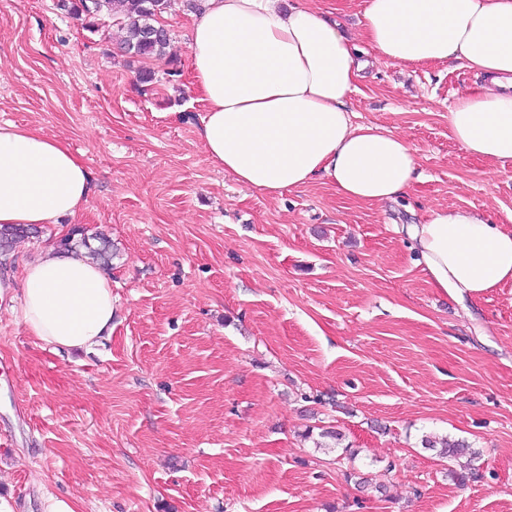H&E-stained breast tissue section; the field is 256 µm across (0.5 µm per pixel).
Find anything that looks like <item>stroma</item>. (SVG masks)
I'll list each match as a JSON object with an SVG mask.
<instances>
[{
    "instance_id": "stroma-1",
    "label": "stroma",
    "mask_w": 512,
    "mask_h": 512,
    "mask_svg": "<svg viewBox=\"0 0 512 512\" xmlns=\"http://www.w3.org/2000/svg\"><path fill=\"white\" fill-rule=\"evenodd\" d=\"M185 2L159 18L168 62L123 56L109 18L88 30L57 0H0V123L64 141L93 177L82 214L17 241L10 270L78 228L118 252L112 334L91 350L30 336L0 301V512H512V284L447 294L404 232L438 208L512 222V167L448 127L482 77L376 61L351 119L413 146L407 196L368 205L319 180L274 200L197 135ZM429 432L478 449L480 478L452 481Z\"/></svg>"
}]
</instances>
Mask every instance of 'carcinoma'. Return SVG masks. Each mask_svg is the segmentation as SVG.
I'll use <instances>...</instances> for the list:
<instances>
[{
  "instance_id": "obj_1",
  "label": "carcinoma",
  "mask_w": 512,
  "mask_h": 512,
  "mask_svg": "<svg viewBox=\"0 0 512 512\" xmlns=\"http://www.w3.org/2000/svg\"><path fill=\"white\" fill-rule=\"evenodd\" d=\"M58 7L76 18H96L107 15L120 20V26L126 31V38L121 45L122 51L131 57L170 59L173 57L172 37L168 32L156 38L149 34L153 28L160 26L158 16L166 8V0H59ZM30 234L25 226L0 227V255L7 256L12 251L15 241ZM99 246L93 248L89 238L79 241L69 238V247L84 246L90 249V256L103 265H109L113 259L112 243L104 237L97 238ZM424 449L436 450L443 457L462 459L461 471L449 470V475L460 484L478 478L475 462L480 452L467 441L438 437L425 434L421 437Z\"/></svg>"
}]
</instances>
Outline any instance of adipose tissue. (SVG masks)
<instances>
[{"mask_svg":"<svg viewBox=\"0 0 512 512\" xmlns=\"http://www.w3.org/2000/svg\"><path fill=\"white\" fill-rule=\"evenodd\" d=\"M361 40L346 37L311 0H204L188 48L206 105L197 133L212 163L270 198L327 180L343 197L393 201L409 190L414 148L354 124L348 100L378 60L460 61L485 85L448 113L467 153L512 166V0H365ZM92 175L63 141L0 125V226L58 223L85 210ZM433 287L479 297L512 283V229L467 211L438 209L409 228ZM27 331L80 349L112 332V281L87 255L50 247L21 279Z\"/></svg>","mask_w":512,"mask_h":512,"instance_id":"ef3b65f1","label":"adipose tissue"}]
</instances>
